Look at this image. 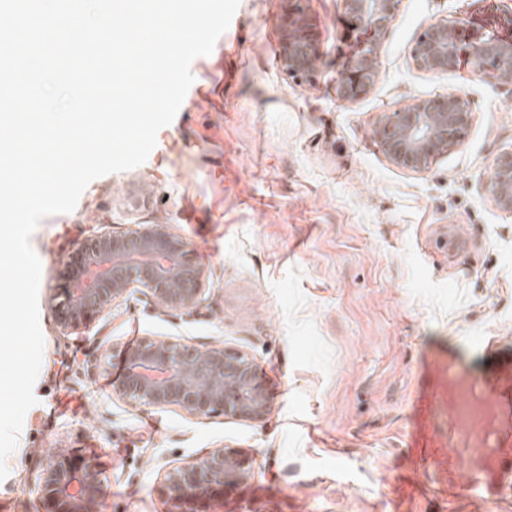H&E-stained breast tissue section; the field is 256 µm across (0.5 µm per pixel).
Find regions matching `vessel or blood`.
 Here are the masks:
<instances>
[{
  "label": "vessel or blood",
  "instance_id": "obj_1",
  "mask_svg": "<svg viewBox=\"0 0 512 512\" xmlns=\"http://www.w3.org/2000/svg\"><path fill=\"white\" fill-rule=\"evenodd\" d=\"M481 356V374L460 367L459 352L431 350L428 363L443 366L448 381L419 391L412 405V447L423 448L442 472L449 499L481 494L512 475V361L482 338L466 342ZM448 412L447 429L433 427L438 409Z\"/></svg>",
  "mask_w": 512,
  "mask_h": 512
}]
</instances>
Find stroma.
Returning a JSON list of instances; mask_svg holds the SVG:
<instances>
[{
    "instance_id": "stroma-1",
    "label": "stroma",
    "mask_w": 512,
    "mask_h": 512,
    "mask_svg": "<svg viewBox=\"0 0 512 512\" xmlns=\"http://www.w3.org/2000/svg\"><path fill=\"white\" fill-rule=\"evenodd\" d=\"M295 0H240L211 55L191 64L195 96L140 166L93 180L74 211L32 235L42 263L37 402L0 481V512H42L35 473L51 451L89 459L104 512H167L163 464L229 446L250 479L210 512H512V488L449 503L408 446L411 404L433 346L481 337L512 358V213L486 191L512 149V85L463 67L419 69L412 49L440 19L494 28L500 0H400L375 85L336 93L340 0H306L321 59L304 79L280 63ZM467 98L462 144L414 173L373 138L383 113L417 99ZM169 224L206 272L203 300L160 311L140 291L85 324L56 318L73 251L104 232ZM463 243L448 247V228ZM220 339L270 385L260 423L135 407L112 397L132 338Z\"/></svg>"
}]
</instances>
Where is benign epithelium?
I'll use <instances>...</instances> for the list:
<instances>
[{
  "mask_svg": "<svg viewBox=\"0 0 512 512\" xmlns=\"http://www.w3.org/2000/svg\"><path fill=\"white\" fill-rule=\"evenodd\" d=\"M399 2L342 0L348 55L336 86L340 99L354 102L374 86L380 41ZM280 27L284 69L295 78L309 76L320 58L313 21L297 7L283 15ZM412 57L433 75H446L465 60L479 72L493 70L498 82L511 85L512 7L503 11L498 30L434 22L418 37ZM471 123L469 100L450 94L382 114L374 135L392 163L421 173L438 156L460 146ZM487 191L499 209L512 212V149L495 158ZM204 279L205 269L190 242L169 224L104 233L86 240L68 261L59 323L83 324L135 288L146 289L159 308L194 307L201 300ZM124 365L123 376L112 385V399L132 406L175 407L192 417L220 412L250 422H261L272 411L254 360L224 346L221 339L200 349L179 336L149 337L124 352ZM162 470L169 512H203L225 488L251 475L243 453L229 447L181 465L166 463ZM101 484L100 472L90 462L62 450L48 456L34 481L45 512H101Z\"/></svg>",
  "mask_w": 512,
  "mask_h": 512,
  "instance_id": "obj_1",
  "label": "benign epithelium"
}]
</instances>
